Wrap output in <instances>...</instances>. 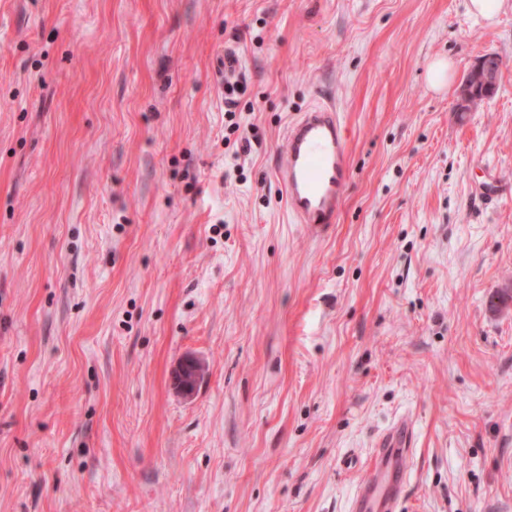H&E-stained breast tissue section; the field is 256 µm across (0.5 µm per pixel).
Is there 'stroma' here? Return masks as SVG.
<instances>
[{"label": "stroma", "instance_id": "35a3bbf8", "mask_svg": "<svg viewBox=\"0 0 512 512\" xmlns=\"http://www.w3.org/2000/svg\"><path fill=\"white\" fill-rule=\"evenodd\" d=\"M323 101L352 176L319 236L275 167ZM507 286L512 0L491 25L466 0H0V512H348L402 418L399 512H512ZM497 55V54H496ZM494 53L484 55L481 60L472 67L461 82L459 89L460 112H469L477 107L487 93L496 85L499 65L502 59ZM206 371L205 364L193 356L180 360L173 372V384L185 397H192Z\"/></svg>", "mask_w": 512, "mask_h": 512}]
</instances>
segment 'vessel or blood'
Wrapping results in <instances>:
<instances>
[{
    "mask_svg": "<svg viewBox=\"0 0 512 512\" xmlns=\"http://www.w3.org/2000/svg\"><path fill=\"white\" fill-rule=\"evenodd\" d=\"M350 177L349 139L335 108L312 106L289 124L277 179L296 223L318 234L328 231L337 220ZM413 446L414 431L405 420L379 437L349 512H398Z\"/></svg>",
    "mask_w": 512,
    "mask_h": 512,
    "instance_id": "b4317fda",
    "label": "vessel or blood"
}]
</instances>
